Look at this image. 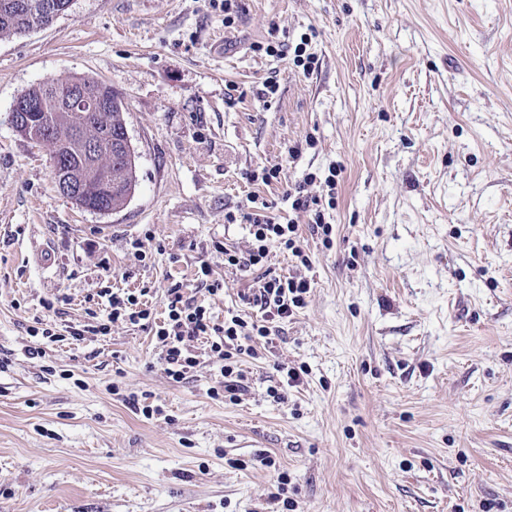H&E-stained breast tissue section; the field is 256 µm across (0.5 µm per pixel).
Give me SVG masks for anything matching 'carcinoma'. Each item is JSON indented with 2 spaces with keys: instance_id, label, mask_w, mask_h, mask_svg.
Masks as SVG:
<instances>
[{
  "instance_id": "carcinoma-1",
  "label": "carcinoma",
  "mask_w": 512,
  "mask_h": 512,
  "mask_svg": "<svg viewBox=\"0 0 512 512\" xmlns=\"http://www.w3.org/2000/svg\"><path fill=\"white\" fill-rule=\"evenodd\" d=\"M57 2L59 0H0V37L21 35L34 23L48 25L58 16ZM77 83L102 90V103L92 112L78 108L55 109L58 95L68 85ZM22 96L44 101L56 126L67 131L57 145L47 139L54 176L75 183L83 180L93 162L86 156L87 146L93 142L103 143L95 162L110 175L112 191L103 190L91 197L76 196L73 202L85 210L92 208L105 213L123 208L137 188L138 154L128 136L122 98L112 86L94 78L70 77L39 83L24 91Z\"/></svg>"
}]
</instances>
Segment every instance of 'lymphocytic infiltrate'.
<instances>
[{"instance_id":"1","label":"lymphocytic infiltrate","mask_w":512,"mask_h":512,"mask_svg":"<svg viewBox=\"0 0 512 512\" xmlns=\"http://www.w3.org/2000/svg\"><path fill=\"white\" fill-rule=\"evenodd\" d=\"M252 208L244 216L249 226L251 244L247 250L231 245L221 246L224 267L228 270H256L257 276L247 292L241 293L244 304L258 308L259 319L248 321L240 314L228 313L216 319L210 309L185 294L182 283H172L166 290L163 314H155L147 300V289L132 291L100 289L93 308L87 309V321L58 327L53 320H41L30 333L53 342L67 339L84 340L93 334L109 335L112 323L122 321L147 330L161 346V361L168 377L179 382L194 372L200 364L196 346H203L213 357L223 362L224 391L230 399L244 394L245 375L238 364L242 356H256L255 342L272 345L277 323L293 317L306 305L311 292L308 280L291 274H279L267 269L271 248L308 264L309 259L300 245L296 222H276L260 205L257 196H249ZM291 208L304 214L311 234L330 244L334 228L325 220L324 197L308 192L305 185L295 186Z\"/></svg>"}]
</instances>
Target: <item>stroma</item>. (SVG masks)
I'll return each mask as SVG.
<instances>
[{"label": "stroma", "instance_id": "stroma-1", "mask_svg": "<svg viewBox=\"0 0 512 512\" xmlns=\"http://www.w3.org/2000/svg\"><path fill=\"white\" fill-rule=\"evenodd\" d=\"M271 41L282 55L254 51ZM67 76L122 97L140 158L119 212L63 197L11 124ZM311 174L317 194L337 181L329 248L286 198ZM252 194L296 220L312 292L238 401L211 396L219 362L174 382L121 322L29 336L45 300L68 294L76 322L105 286L149 288L159 313L176 281L215 317L242 309L253 275L215 245L248 248ZM202 261L223 294L198 288ZM0 359V512H273L281 473L288 512H512V0H241L229 26L221 0H72L1 37Z\"/></svg>", "mask_w": 512, "mask_h": 512}]
</instances>
